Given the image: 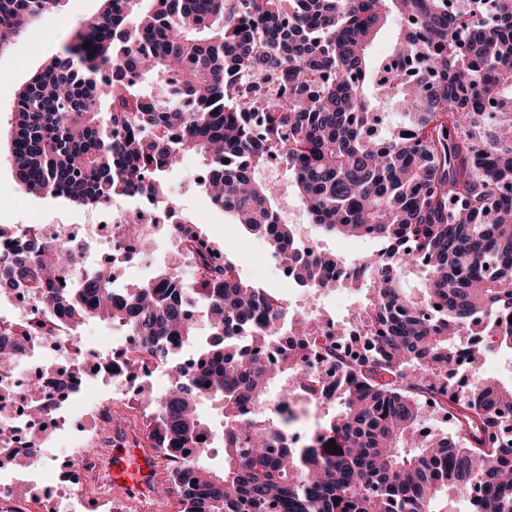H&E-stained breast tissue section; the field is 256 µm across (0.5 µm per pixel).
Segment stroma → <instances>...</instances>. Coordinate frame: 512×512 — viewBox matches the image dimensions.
Here are the masks:
<instances>
[{
    "label": "stroma",
    "mask_w": 512,
    "mask_h": 512,
    "mask_svg": "<svg viewBox=\"0 0 512 512\" xmlns=\"http://www.w3.org/2000/svg\"><path fill=\"white\" fill-rule=\"evenodd\" d=\"M100 9L101 0H64L59 10L39 21L36 42H29L23 35L7 51L0 53V135L6 137L10 134L11 108L20 88L60 51L87 18ZM200 167V158L189 154L168 174L171 204L191 216L204 233L225 249L238 264L244 280L289 296L287 278L264 261L269 251L267 244L249 235L241 226L229 224L223 213L213 207L200 191L195 177ZM86 216V209L67 206L50 198L27 196L14 180L8 150L0 149V225L22 228L31 224H65L79 229L85 224ZM308 232L323 253L339 255L349 262L372 255L379 248L376 240L343 239L325 234L314 225L309 226ZM103 390V385L91 383L84 393L72 400L66 423L52 428L49 455L38 463L44 483L56 481L57 469L65 463L69 447L79 434L77 421L90 399L102 394Z\"/></svg>",
    "instance_id": "35a3bbf8"
}]
</instances>
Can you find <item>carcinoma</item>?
<instances>
[{"mask_svg": "<svg viewBox=\"0 0 512 512\" xmlns=\"http://www.w3.org/2000/svg\"><path fill=\"white\" fill-rule=\"evenodd\" d=\"M484 2L102 0L17 95L9 147L21 189L80 207L163 199L167 174L194 153L211 204L282 255L291 283L325 288L335 273L361 294L353 321L366 348L340 364L319 438L292 448L294 412L264 426L243 412L276 380L324 392L301 366L306 350L335 354L318 318L287 335L285 300L231 259L213 261L218 247L198 224L181 225L191 282L174 265L123 298L112 260L90 265L85 248L34 227L0 268V304L23 289L39 312L0 314V339L16 338L0 342V447L12 444L3 396L26 342H72L94 318L137 336V355L115 353L111 366L131 379L159 362L169 369L163 392L140 389L137 401L150 447L171 461L155 492L174 512H442L457 497L470 512H512V445L500 439L512 387L450 381L454 351L481 323L492 345L512 350V95L502 94L512 87V0H492L489 16ZM61 3L0 0V51ZM391 17L401 22L393 61L422 59L411 81L368 64ZM391 101L404 124L364 133ZM272 158L310 223L386 250L353 265L301 250L279 222V184L256 176ZM123 234L150 247L141 224ZM414 271L417 294L402 286ZM187 348L203 362L198 376L179 363ZM270 350L274 363L264 362ZM29 397L54 411L44 385ZM204 401L224 411L220 471L204 463ZM427 402L453 417L451 432L421 430Z\"/></svg>", "mask_w": 512, "mask_h": 512, "instance_id": "carcinoma-1", "label": "carcinoma"}]
</instances>
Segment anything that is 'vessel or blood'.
Here are the masks:
<instances>
[{
	"label": "vessel or blood",
	"instance_id": "vessel-or-blood-1",
	"mask_svg": "<svg viewBox=\"0 0 512 512\" xmlns=\"http://www.w3.org/2000/svg\"><path fill=\"white\" fill-rule=\"evenodd\" d=\"M158 469L152 449L114 441L107 482L122 493L143 492L153 483Z\"/></svg>",
	"mask_w": 512,
	"mask_h": 512
}]
</instances>
